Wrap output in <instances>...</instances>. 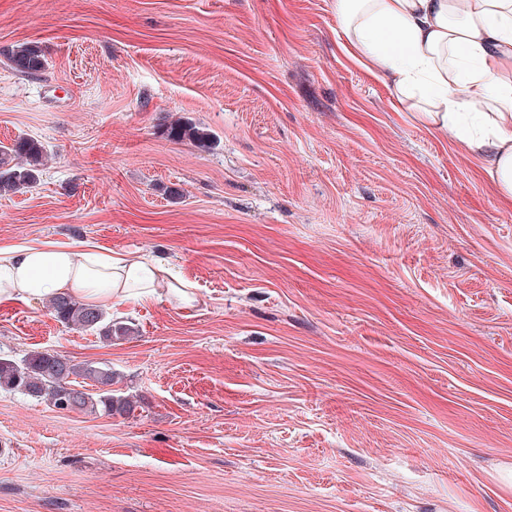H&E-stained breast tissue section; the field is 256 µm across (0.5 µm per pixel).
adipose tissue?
I'll list each match as a JSON object with an SVG mask.
<instances>
[{
  "label": "adipose tissue",
  "mask_w": 512,
  "mask_h": 512,
  "mask_svg": "<svg viewBox=\"0 0 512 512\" xmlns=\"http://www.w3.org/2000/svg\"><path fill=\"white\" fill-rule=\"evenodd\" d=\"M339 28L421 119L477 157L512 206V0H335ZM66 293L108 307L195 300L153 257L70 245L0 250V301Z\"/></svg>",
  "instance_id": "ef3b65f1"
}]
</instances>
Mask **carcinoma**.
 <instances>
[{
  "mask_svg": "<svg viewBox=\"0 0 512 512\" xmlns=\"http://www.w3.org/2000/svg\"><path fill=\"white\" fill-rule=\"evenodd\" d=\"M13 69L37 75L48 65L40 45L22 44L8 53ZM164 133L173 142H188L201 150L210 147V131L189 120L167 121ZM44 147L30 137H19L0 146V189L19 190L37 180L43 163ZM48 308L56 321L67 327L98 335L110 343L134 333L133 326L112 320L103 308L81 303L68 294L49 300ZM112 367L100 362H74L49 350H31L20 358L0 356V391L20 393L63 411L87 415L128 416L135 404L120 390Z\"/></svg>",
  "mask_w": 512,
  "mask_h": 512,
  "instance_id": "obj_1",
  "label": "carcinoma"
}]
</instances>
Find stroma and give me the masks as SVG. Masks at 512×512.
<instances>
[{"label":"stroma","mask_w":512,"mask_h":512,"mask_svg":"<svg viewBox=\"0 0 512 512\" xmlns=\"http://www.w3.org/2000/svg\"><path fill=\"white\" fill-rule=\"evenodd\" d=\"M343 42L334 0H0V143L46 154L0 249L158 256L196 295L113 307L112 343L0 303V355L136 403L0 393V512H512V208ZM8 60L13 69L28 75H38L48 65L41 46L35 42L17 46L8 53ZM164 133L173 142H188L201 150L209 148L213 138L206 127L184 118L168 120ZM117 378L108 364L75 363L55 351L31 350L20 358L0 356V391L20 393L68 412L106 416L133 413L134 402L114 389Z\"/></svg>","instance_id":"1"}]
</instances>
